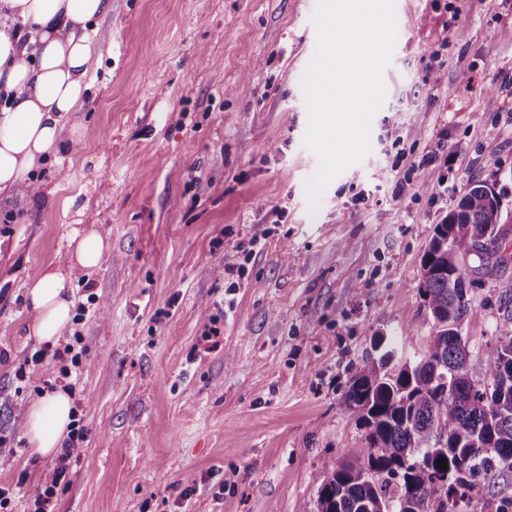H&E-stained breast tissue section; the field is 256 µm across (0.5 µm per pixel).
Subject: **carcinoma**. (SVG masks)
<instances>
[{
    "label": "carcinoma",
    "mask_w": 512,
    "mask_h": 512,
    "mask_svg": "<svg viewBox=\"0 0 512 512\" xmlns=\"http://www.w3.org/2000/svg\"><path fill=\"white\" fill-rule=\"evenodd\" d=\"M500 223L499 195L473 182L435 225L420 283L433 321L427 350L392 370L395 348L374 338L382 353L356 367L341 408L365 429V447L319 477L317 512H456L479 475L512 474V311L482 356L483 379L496 384L491 398L469 376L461 341L470 306L460 258L497 237ZM485 508L512 512V498L494 494Z\"/></svg>",
    "instance_id": "1"
}]
</instances>
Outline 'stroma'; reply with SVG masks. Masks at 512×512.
<instances>
[{"mask_svg":"<svg viewBox=\"0 0 512 512\" xmlns=\"http://www.w3.org/2000/svg\"><path fill=\"white\" fill-rule=\"evenodd\" d=\"M317 3L112 0L81 144L33 170L30 199L0 198V485L52 471L27 413L71 381L87 436L55 512H316L318 476L365 445L340 409L355 365L379 334L400 364L427 349L422 259L474 181L500 196L504 256L463 259L480 378L512 296V0H395L371 151L314 201L301 79ZM400 151L438 161L408 181ZM89 225L109 250L97 271L68 272L88 306L60 338L85 351L69 381L25 361L41 346L25 287ZM255 236L233 280L224 267Z\"/></svg>","mask_w":512,"mask_h":512,"instance_id":"obj_1","label":"stroma"}]
</instances>
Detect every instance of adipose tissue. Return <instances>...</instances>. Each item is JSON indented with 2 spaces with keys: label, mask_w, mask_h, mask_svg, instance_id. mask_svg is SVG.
Listing matches in <instances>:
<instances>
[{
  "label": "adipose tissue",
  "mask_w": 512,
  "mask_h": 512,
  "mask_svg": "<svg viewBox=\"0 0 512 512\" xmlns=\"http://www.w3.org/2000/svg\"><path fill=\"white\" fill-rule=\"evenodd\" d=\"M110 0H0V195L24 191V176L57 156L64 131L79 142L74 121L89 86L87 73L104 53L93 26ZM67 260L96 270L106 244L96 230L72 231ZM29 330L57 340L73 318V292L60 267L47 266L27 286ZM72 422V401L61 388L28 412L27 441L47 456L60 448Z\"/></svg>",
  "instance_id": "obj_1"
}]
</instances>
